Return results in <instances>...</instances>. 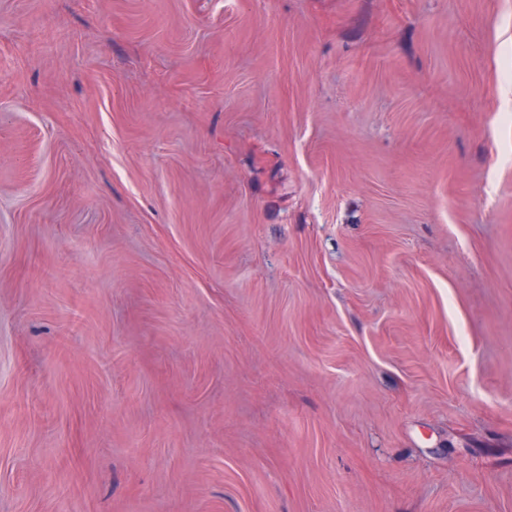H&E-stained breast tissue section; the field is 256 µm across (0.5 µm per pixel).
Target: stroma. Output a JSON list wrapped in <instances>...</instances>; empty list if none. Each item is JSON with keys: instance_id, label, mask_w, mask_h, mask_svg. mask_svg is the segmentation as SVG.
I'll list each match as a JSON object with an SVG mask.
<instances>
[{"instance_id": "obj_1", "label": "stroma", "mask_w": 512, "mask_h": 512, "mask_svg": "<svg viewBox=\"0 0 512 512\" xmlns=\"http://www.w3.org/2000/svg\"><path fill=\"white\" fill-rule=\"evenodd\" d=\"M512 0H0V512H512Z\"/></svg>"}]
</instances>
